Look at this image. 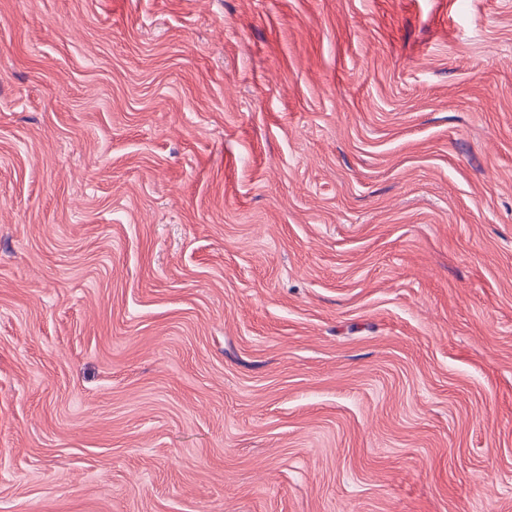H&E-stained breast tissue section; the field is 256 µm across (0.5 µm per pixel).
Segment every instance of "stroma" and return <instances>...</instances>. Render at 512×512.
Listing matches in <instances>:
<instances>
[{
    "mask_svg": "<svg viewBox=\"0 0 512 512\" xmlns=\"http://www.w3.org/2000/svg\"><path fill=\"white\" fill-rule=\"evenodd\" d=\"M0 512H512V0H0Z\"/></svg>",
    "mask_w": 512,
    "mask_h": 512,
    "instance_id": "stroma-1",
    "label": "stroma"
}]
</instances>
